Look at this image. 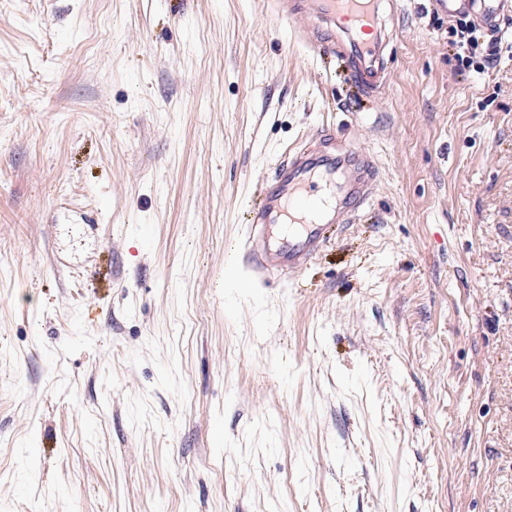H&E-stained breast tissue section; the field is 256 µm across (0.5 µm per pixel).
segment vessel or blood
Listing matches in <instances>:
<instances>
[{"instance_id": "1", "label": "vessel or blood", "mask_w": 512, "mask_h": 512, "mask_svg": "<svg viewBox=\"0 0 512 512\" xmlns=\"http://www.w3.org/2000/svg\"><path fill=\"white\" fill-rule=\"evenodd\" d=\"M312 14L327 25L353 22L375 30L371 40L341 49L335 37L310 46L321 57L344 51L349 81L362 93L375 92L387 60L377 29L379 0H292L283 21ZM322 148L289 153L275 164L262 185L258 203L248 208V242L238 257L251 276L266 281L305 268L325 242L328 228L352 223L372 198L376 167L370 156L337 145L334 131H320Z\"/></svg>"}]
</instances>
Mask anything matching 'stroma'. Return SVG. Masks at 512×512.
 <instances>
[{"instance_id":"1","label":"stroma","mask_w":512,"mask_h":512,"mask_svg":"<svg viewBox=\"0 0 512 512\" xmlns=\"http://www.w3.org/2000/svg\"><path fill=\"white\" fill-rule=\"evenodd\" d=\"M382 17L366 96L262 0H0V512H512V60ZM323 125L373 198L262 286Z\"/></svg>"}]
</instances>
